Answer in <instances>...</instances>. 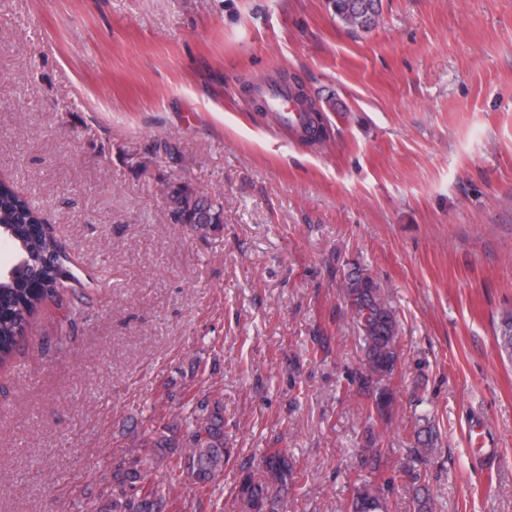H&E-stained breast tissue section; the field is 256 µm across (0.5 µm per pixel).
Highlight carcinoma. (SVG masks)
I'll return each mask as SVG.
<instances>
[{"instance_id": "carcinoma-1", "label": "carcinoma", "mask_w": 512, "mask_h": 512, "mask_svg": "<svg viewBox=\"0 0 512 512\" xmlns=\"http://www.w3.org/2000/svg\"><path fill=\"white\" fill-rule=\"evenodd\" d=\"M381 0H328L327 8L342 25L353 31L367 33L377 23ZM303 112L302 131L314 133L313 139L326 135L322 116L308 101L301 85H288ZM172 214L183 219L191 215L197 223L210 222L211 215L224 211L221 202L192 196L182 191L171 194ZM43 221L40 211L12 187L0 184V226L9 229L15 249L14 263L10 270L0 273V296L9 301V314L0 319V366L6 365L15 350L25 340L32 322L49 300L67 301V307L76 309L87 304L89 296L84 287L55 286V275L47 274L51 285L38 293L30 294L17 287L29 274L31 264L39 256L55 254L69 257L52 233L34 238L27 225ZM343 288L351 311L363 329V368L355 373L357 402L368 414L381 423L391 422L396 412V399L385 381L392 378L401 366L397 345L399 320L384 298L378 283L367 277L361 282L348 274ZM496 342L502 352L512 357V313L501 318ZM143 443L133 449L143 459L146 467L136 468L118 463L112 466V485L94 496L85 497L81 512H165V497L158 487L148 482L147 472L154 463L178 455L179 465L169 473V481L181 483L186 479L195 488L203 490L216 486L224 476V468L232 459V449L224 438V406L219 399L202 397L197 402H187L179 407L175 420L159 425L156 416L143 419ZM415 446L410 449L412 460L426 462L434 451L437 434L433 426H422L414 431ZM379 433L373 427L366 430L370 469L379 468L383 453L379 448ZM262 475L254 474L251 467H240L242 475L234 487V499L239 512H280L279 507L294 481V466L285 448H270L261 460ZM414 500L418 512H432L431 501L424 493L421 471L410 474ZM346 512H389L383 488L367 481L355 489L346 506Z\"/></svg>"}]
</instances>
